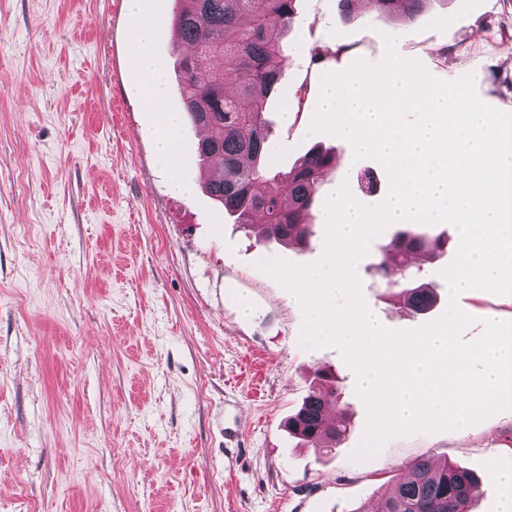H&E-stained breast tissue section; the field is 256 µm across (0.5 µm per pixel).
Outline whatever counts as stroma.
<instances>
[{
	"label": "stroma",
	"instance_id": "1",
	"mask_svg": "<svg viewBox=\"0 0 512 512\" xmlns=\"http://www.w3.org/2000/svg\"><path fill=\"white\" fill-rule=\"evenodd\" d=\"M141 2L135 18L125 0H0V512H355L421 458L476 474L472 512H500L512 486L492 468H512V410L356 457L366 408L354 370L336 347L301 345L299 303L259 264L321 257L334 185L369 205L389 192L380 163L310 133L322 75L380 61L391 35L401 57L444 81L474 75L479 98L512 113V0H430L412 21L361 8L348 22L338 0H297L285 91L268 95L265 121L274 167L318 145L336 151L306 250L235 224L202 187L169 191L129 43L138 20L172 12L174 0ZM151 51L165 73L158 99L181 111L170 27H157ZM430 230L449 245L423 266L441 286L427 313L385 299L369 257L357 266L382 326L417 329L453 303L473 318L468 342L488 318L512 322V294L451 297L442 272L458 231ZM242 296L251 318L239 314ZM321 369L337 373L351 420L329 456L284 428Z\"/></svg>",
	"mask_w": 512,
	"mask_h": 512
}]
</instances>
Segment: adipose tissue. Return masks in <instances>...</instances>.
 <instances>
[{"instance_id":"obj_1","label":"adipose tissue","mask_w":512,"mask_h":512,"mask_svg":"<svg viewBox=\"0 0 512 512\" xmlns=\"http://www.w3.org/2000/svg\"><path fill=\"white\" fill-rule=\"evenodd\" d=\"M151 35V22L139 23L133 33L132 62L146 81L148 105L158 111L159 121L155 134L157 158L161 163L169 165L174 158L180 117L176 113L160 110L159 103L153 95L155 87L162 81V73L149 52Z\"/></svg>"}]
</instances>
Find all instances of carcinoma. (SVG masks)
<instances>
[{
    "label": "carcinoma",
    "mask_w": 512,
    "mask_h": 512,
    "mask_svg": "<svg viewBox=\"0 0 512 512\" xmlns=\"http://www.w3.org/2000/svg\"><path fill=\"white\" fill-rule=\"evenodd\" d=\"M182 7L168 20L176 41L191 54L180 60V97L189 124L206 136L198 143L203 164L221 161L224 178L205 184L206 193L240 224L263 217L272 238L308 248L314 225L308 221L321 177L336 164V154L313 147L286 170L272 167L273 143L264 120L265 94L281 87L283 36L296 15L297 0H179ZM430 0H366V7L388 16L413 20ZM216 57L231 64L216 70ZM448 239L410 229L393 235L373 256L368 270L384 295L415 313L437 301L435 286L420 282L413 255L434 259ZM339 378L318 370L298 410L288 417V435L303 443L335 450L350 422L339 414L322 416L336 403ZM479 481L445 463L419 459L410 477L396 478L378 503V512H470Z\"/></svg>",
    "instance_id": "1"
}]
</instances>
